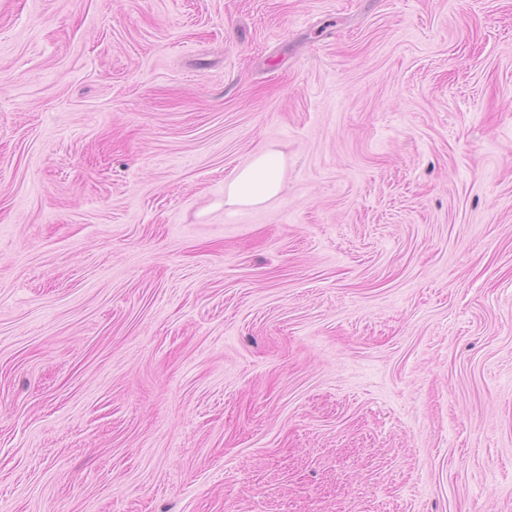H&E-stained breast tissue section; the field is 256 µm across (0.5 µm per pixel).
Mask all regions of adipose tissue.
<instances>
[{
    "label": "adipose tissue",
    "mask_w": 512,
    "mask_h": 512,
    "mask_svg": "<svg viewBox=\"0 0 512 512\" xmlns=\"http://www.w3.org/2000/svg\"><path fill=\"white\" fill-rule=\"evenodd\" d=\"M282 160L277 153L266 151L239 170L224 189L229 205L253 206L276 197L282 186Z\"/></svg>",
    "instance_id": "ef3b65f1"
}]
</instances>
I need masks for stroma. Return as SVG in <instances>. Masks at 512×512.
<instances>
[{"instance_id": "stroma-1", "label": "stroma", "mask_w": 512, "mask_h": 512, "mask_svg": "<svg viewBox=\"0 0 512 512\" xmlns=\"http://www.w3.org/2000/svg\"><path fill=\"white\" fill-rule=\"evenodd\" d=\"M0 512H512V0H0ZM282 160L272 151L262 152L239 170L225 186V204L253 206L276 197L282 186Z\"/></svg>"}]
</instances>
